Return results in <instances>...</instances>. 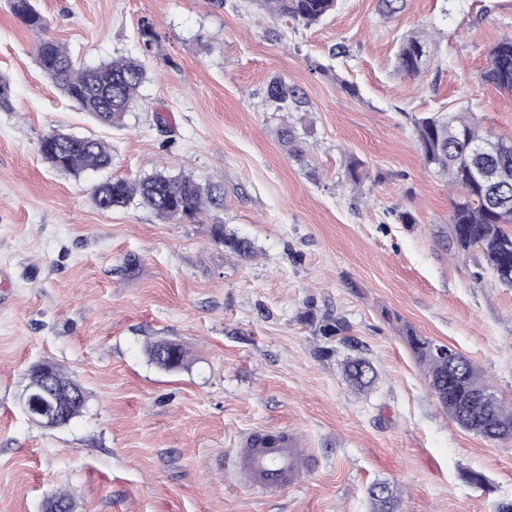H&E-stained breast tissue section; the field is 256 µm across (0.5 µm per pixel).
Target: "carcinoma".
I'll return each instance as SVG.
<instances>
[{"label": "carcinoma", "instance_id": "1", "mask_svg": "<svg viewBox=\"0 0 512 512\" xmlns=\"http://www.w3.org/2000/svg\"><path fill=\"white\" fill-rule=\"evenodd\" d=\"M275 14L288 16L306 26L320 22L336 11L338 0H266ZM11 12L39 36L35 60L42 73L62 95L93 116L100 124L118 126L146 78L141 61L118 57L95 67H78L69 51L53 39L43 37L48 27L34 0H9ZM435 56V45L423 34L402 38L395 56L396 71L415 76L424 60ZM481 78L503 92L512 94V37H504L489 50L488 65ZM266 102L277 112L300 107L295 87L281 79L271 81ZM415 133L424 164L456 189L451 200L448 224L449 245L460 253L479 250L498 282L512 283V139L506 140L484 130L461 112L432 113L415 121ZM43 160L57 171L75 176L87 170L107 168L112 153L97 138L76 136L53 130L39 145ZM480 171L484 179L475 180ZM136 199L165 221L198 220L207 205L217 206L223 197L214 186H203L191 175L167 176L153 173L136 182L114 177L93 190V200L102 211L127 205ZM215 242L224 245L242 259L256 255L253 243L224 225L212 226ZM406 343L425 370L428 387L440 407L455 423L464 422L469 429L490 441L512 439V406L497 399H482L495 390L482 372L467 357L456 352L455 362L439 356L433 341L416 331H406ZM151 362L166 369L182 366L186 350L179 343L156 341L147 350ZM346 380L362 391L377 379L374 367L362 358L349 359L344 367ZM56 389L72 387L76 397L61 400L63 423L81 415L88 399L86 389L70 374L48 361L33 365L27 387L43 393L45 377ZM373 512H393V490L376 484L368 491Z\"/></svg>", "mask_w": 512, "mask_h": 512}]
</instances>
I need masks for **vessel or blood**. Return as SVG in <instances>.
<instances>
[{"mask_svg": "<svg viewBox=\"0 0 512 512\" xmlns=\"http://www.w3.org/2000/svg\"><path fill=\"white\" fill-rule=\"evenodd\" d=\"M234 466L244 475L256 495L273 497L293 488L308 467V451L285 434L249 436L237 449Z\"/></svg>", "mask_w": 512, "mask_h": 512, "instance_id": "1", "label": "vessel or blood"}]
</instances>
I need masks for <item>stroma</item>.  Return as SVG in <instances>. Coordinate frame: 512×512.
I'll return each instance as SVG.
<instances>
[{
  "label": "stroma",
  "instance_id": "stroma-1",
  "mask_svg": "<svg viewBox=\"0 0 512 512\" xmlns=\"http://www.w3.org/2000/svg\"><path fill=\"white\" fill-rule=\"evenodd\" d=\"M37 6L78 65L139 57L147 78L123 125L97 123L43 75L35 36L0 0L13 106L0 111V512H43L61 490L75 512H370L376 483L396 490L397 512L512 501V441L452 422L405 342L412 329L461 352L512 404V288L480 252L449 250L454 193L414 132L417 118L465 109L512 138V95L481 79L512 36V0H405L393 15L339 0L308 27L260 0ZM146 22L158 35L147 53ZM412 32L438 52L405 77L395 53ZM275 79L297 88V110L266 102ZM53 130L103 140L110 170L50 168L39 142ZM156 171L217 186L224 202L195 223L95 206L108 176ZM406 211L413 223H399ZM215 224L256 257L215 243ZM158 340L187 348L183 367L150 362ZM355 357L378 373L364 392L343 374ZM43 360L89 394L68 426L43 428L18 404ZM252 432L308 448L298 487L249 494L231 458Z\"/></svg>",
  "mask_w": 512,
  "mask_h": 512
}]
</instances>
